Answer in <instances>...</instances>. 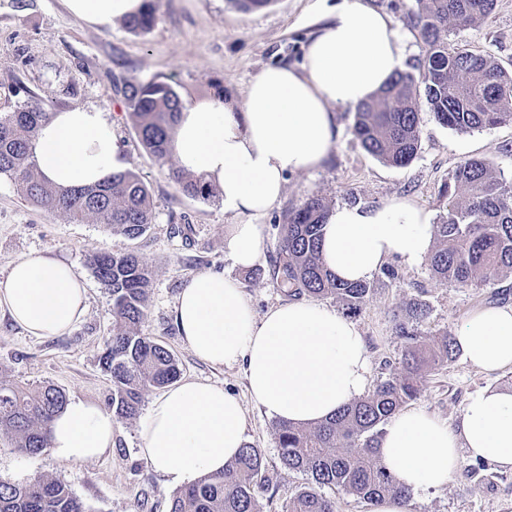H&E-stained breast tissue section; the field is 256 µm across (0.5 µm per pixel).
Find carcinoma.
I'll return each mask as SVG.
<instances>
[{
  "instance_id": "carcinoma-1",
  "label": "carcinoma",
  "mask_w": 512,
  "mask_h": 512,
  "mask_svg": "<svg viewBox=\"0 0 512 512\" xmlns=\"http://www.w3.org/2000/svg\"><path fill=\"white\" fill-rule=\"evenodd\" d=\"M495 2L418 0L414 28L424 45L419 74L398 73L380 94L356 108L353 133L367 153L394 167L409 165L419 150L424 108L437 123L460 132L512 123V69L490 54L448 49V25L479 24ZM156 18L157 0H145L143 10L126 25L133 32H146ZM124 97L142 146L157 160H169L174 118L183 105L178 92L160 78L134 77L125 84ZM47 116L44 103L31 94L13 110L0 113V175L8 177L26 201L48 211L77 223L92 218L128 239L144 236L154 220L153 203L149 187L137 174L122 171L96 187L69 189L52 187L38 176L33 139ZM171 175L184 194L209 196L206 183L187 180L175 169ZM439 195L448 200V209L435 226L432 276L472 285L512 273V181L502 179L485 161L468 159L456 167ZM327 217L324 203L314 197L288 211L273 280L292 295L333 296L355 313L372 285L339 281L323 267L319 242ZM89 265L112 290V336L101 357L112 378V415L118 421L130 420L139 412L144 391L173 383L178 366L165 346L135 332L146 316L151 282L140 257L107 251L92 255ZM426 318L421 301L405 305L396 325L405 343L403 357L387 379L332 420L317 426L275 423L281 463L311 480L284 512H336L335 501L321 492L324 487L341 488L370 504L385 497L408 502L409 490L383 465L378 448L383 426L416 397L422 372L448 365L456 354L453 337L424 334ZM66 402V395L52 385L24 388L0 381V434L11 437L20 454L37 455L49 447L51 423ZM265 471L261 450L247 444L224 472L176 493L170 512H260L255 486ZM0 512L88 510L64 482L37 476L21 484L0 480Z\"/></svg>"
}]
</instances>
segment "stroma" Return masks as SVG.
<instances>
[{
  "instance_id": "obj_1",
  "label": "stroma",
  "mask_w": 512,
  "mask_h": 512,
  "mask_svg": "<svg viewBox=\"0 0 512 512\" xmlns=\"http://www.w3.org/2000/svg\"><path fill=\"white\" fill-rule=\"evenodd\" d=\"M336 0H275L266 9L241 11L234 0H158L157 19L147 32L127 29L115 20L101 30L72 16L63 0H0V112L10 111L14 88L22 87L47 103L50 111L95 106L106 112L121 144L128 171L151 188L154 222L141 238L113 235L94 221L71 222L20 198L12 181L0 176V281L10 266L32 251L72 264L88 289L87 308L69 333L35 337L0 311V378L28 386L52 385L67 398L108 406L112 380L100 358L112 334V294L93 274L88 259L105 251L137 253L152 272L147 315L138 330L164 345L184 379L224 386L243 404L246 442L260 448L266 480L256 488L261 512H282L307 486L305 473L284 468L269 418L252 400L242 365L214 368L184 343L173 320V306L190 279L219 271L238 281L256 315L286 303L290 296L272 280L269 269L279 250V224L289 209L318 197L328 206L379 207L404 197L440 218L446 210L439 189L463 160L480 158L495 173L512 179V124L458 132L422 112V138L413 162L387 165L368 154L354 136L353 110L337 112L340 137L325 165L288 175L281 198L258 222L262 226V274L249 278L224 252V230L236 218L227 214L218 195L195 198L180 192L168 164L140 144L122 87L126 79L160 77L172 83L182 100L216 95L241 99L250 80L263 68L299 62L303 47L326 21ZM390 15L405 31L413 29L416 0H367ZM449 48L490 53L512 65V0H497L491 15L471 27H450ZM424 48L412 36L407 45V72H416ZM396 278L372 277L374 289L354 321L365 336L371 357L369 386L391 373L403 342L396 316L413 299L429 308L425 331L455 332L474 310L512 305V274L484 286H462L435 279L428 263L397 264ZM512 368L486 374L463 353L447 366L425 371L412 405L456 427L467 398L486 388H511ZM139 420L118 422L112 447L100 458L73 463L51 450L35 457L20 455L0 435V480L24 482L48 475L67 484L88 512H169L173 487L163 485L139 454ZM405 512H512V471L463 460L447 487L412 494Z\"/></svg>"
}]
</instances>
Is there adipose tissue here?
<instances>
[{
  "instance_id": "adipose-tissue-1",
  "label": "adipose tissue",
  "mask_w": 512,
  "mask_h": 512,
  "mask_svg": "<svg viewBox=\"0 0 512 512\" xmlns=\"http://www.w3.org/2000/svg\"><path fill=\"white\" fill-rule=\"evenodd\" d=\"M73 16L111 28L135 15L142 0H64ZM405 34L365 0H338L295 65L264 68L242 100L185 104L174 128L181 170L216 187L237 216L224 250L246 269L260 259L257 217L281 197L288 175L319 169L338 138L336 112L377 94L405 66ZM35 162L58 187H85L123 171L126 160L105 112L76 106L51 113L38 129ZM434 225L428 210L394 198L376 208L342 205L324 227L321 260L337 278L365 282L389 258L418 265ZM84 281L72 266L33 252L0 282V310L29 335L60 336L82 318ZM174 319L189 349L214 367L244 363L255 403L275 420L315 425L364 395L370 371L358 326L324 304L298 300L256 316L236 280L195 275L179 293ZM457 346L479 369L512 367V305L467 315ZM111 411L71 399L51 425L50 448L68 462L99 458L112 446ZM245 410L223 386L186 379L151 404L140 424L139 452L165 485L186 487L223 472L245 442ZM379 454L397 482L415 493L445 487L462 458L512 471V389L471 395L458 428L410 408L391 418Z\"/></svg>"
}]
</instances>
